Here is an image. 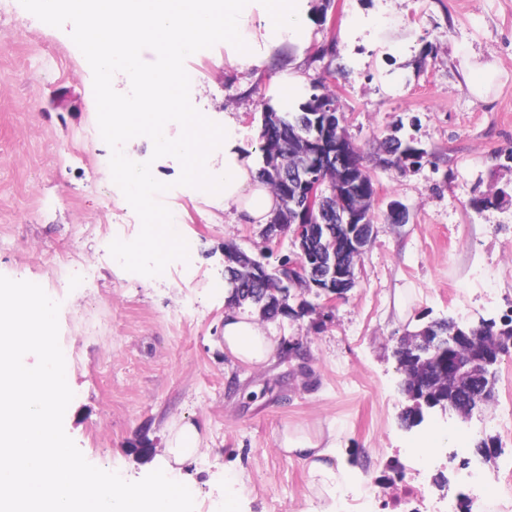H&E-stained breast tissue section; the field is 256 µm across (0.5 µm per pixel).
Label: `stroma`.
<instances>
[{"instance_id":"35a3bbf8","label":"stroma","mask_w":512,"mask_h":512,"mask_svg":"<svg viewBox=\"0 0 512 512\" xmlns=\"http://www.w3.org/2000/svg\"><path fill=\"white\" fill-rule=\"evenodd\" d=\"M321 3L304 0L309 25L279 35L260 22L263 0H247L239 39L144 56L148 67L177 68L182 97L211 128L223 130L232 116L256 148L264 102L283 112L295 102L280 75L314 42L335 38L334 62L349 71L335 94L355 145L373 154L396 130L437 159L375 168L377 234L354 287L332 316L310 295L265 321L279 346L249 365L224 349V250L233 243L275 265L288 245L267 251L259 226L240 223L186 178L180 154L103 131L101 77L67 13L49 21L43 0H0V275L37 283L60 305V345L78 353L63 425L87 461L131 482L165 470L195 485L194 512L223 505L229 486L236 512H337L308 462L280 449L287 431L335 433L329 464L339 489L357 497L436 428L448 449L419 459L423 485L463 438L488 439L494 453L480 467L489 474L512 457V351L499 358L494 400L481 415H429L409 430L393 355L398 338L425 322L512 318V199L479 212L471 205L512 185V0H332L325 13ZM243 43L261 65L239 64ZM426 46L427 68L414 74L406 63ZM488 62L498 66L497 86L480 100L469 74ZM117 153L153 171L159 207L175 215L195 261L175 251L160 267L144 251L131 264L115 251L142 241L146 222L112 178ZM392 200L407 206V223L391 224ZM85 258L96 262L88 282ZM175 425L200 434L199 453L182 465L164 451Z\"/></svg>"}]
</instances>
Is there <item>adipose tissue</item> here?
Returning <instances> with one entry per match:
<instances>
[{"label": "adipose tissue", "mask_w": 512, "mask_h": 512, "mask_svg": "<svg viewBox=\"0 0 512 512\" xmlns=\"http://www.w3.org/2000/svg\"><path fill=\"white\" fill-rule=\"evenodd\" d=\"M65 10L84 32V52L102 72L121 70L138 85L140 94L109 108L108 128L127 138L150 139L156 148L183 156L187 178L200 185L219 187L225 207L234 208L250 224H264L280 201L261 181L248 147L239 140L233 119H225L223 133L207 128L177 91L178 72L156 70L141 62L145 50L181 52L203 39H233L244 0H62ZM180 112L189 137L179 141L166 135L170 112ZM224 142V167L208 162L213 141ZM113 178L123 182L129 197L148 216L150 232L140 245L125 246L128 260L140 250H150L157 263L181 249L172 213L156 207L157 187L149 170L125 155L114 156ZM224 346L245 364H262L274 353L276 342L255 317L227 312L224 317ZM281 448L289 454L310 459V471L321 485L335 482V471L326 458L335 456V442H322L304 434H284Z\"/></svg>", "instance_id": "1"}]
</instances>
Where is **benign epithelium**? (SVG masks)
Listing matches in <instances>:
<instances>
[{
	"label": "benign epithelium",
	"mask_w": 512,
	"mask_h": 512,
	"mask_svg": "<svg viewBox=\"0 0 512 512\" xmlns=\"http://www.w3.org/2000/svg\"><path fill=\"white\" fill-rule=\"evenodd\" d=\"M346 113L338 112V133L332 152L322 148L318 139L306 142L304 160L291 165L288 178L299 183L298 194L289 203L300 214L291 230L293 257L287 264L273 269L274 279L279 285V302L285 305L289 292L303 297L311 291L323 293L333 301L344 295L354 284V268L374 235V225L368 223L375 206V197L351 195L345 191L343 158L348 153ZM296 129L280 124L263 129L267 143L284 147L297 139ZM322 224H345L351 229L346 249L348 262L336 265V253L327 243L317 244L319 226ZM319 248H314V245ZM239 278L255 279L270 276L266 266L259 260L239 264ZM475 327L462 324L452 318L427 323L419 335L418 343L400 341L395 349L399 372L403 375L399 386L406 385V376L416 365L427 363L438 353L448 351V365L442 375L452 388V393H465L464 401L453 403L451 410L463 420L471 419L474 413L482 412L489 403L496 376L495 365L503 349L501 337L482 338Z\"/></svg>",
	"instance_id": "benign-epithelium-1"
}]
</instances>
